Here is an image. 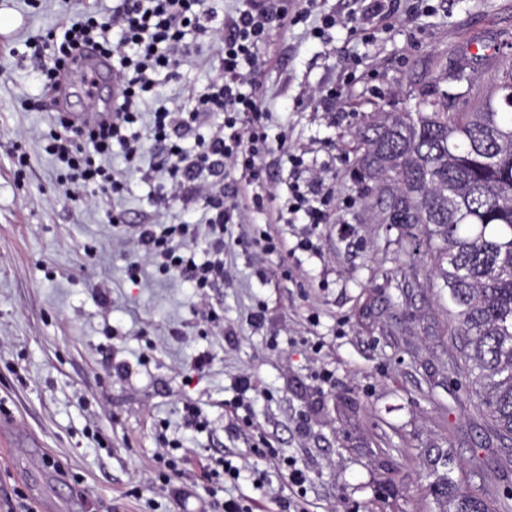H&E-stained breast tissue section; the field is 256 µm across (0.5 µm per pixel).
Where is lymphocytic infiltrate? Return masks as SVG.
Listing matches in <instances>:
<instances>
[{
    "instance_id": "1",
    "label": "lymphocytic infiltrate",
    "mask_w": 512,
    "mask_h": 512,
    "mask_svg": "<svg viewBox=\"0 0 512 512\" xmlns=\"http://www.w3.org/2000/svg\"><path fill=\"white\" fill-rule=\"evenodd\" d=\"M221 13L210 0H112L111 7L90 5L78 18L62 19L49 29L43 45L52 65H40L37 78L51 98L62 92L70 63L81 46L94 43L112 61L118 96L109 111L90 123L76 124L58 113L47 152L64 172L67 195L96 200L115 197L125 189L123 173L111 164L114 149H121L129 170L141 172L154 188L153 204L169 207L187 198L204 200L197 222L162 224L152 211L142 212L137 223L125 213L110 222L129 228L136 248L156 271L175 273L205 300L210 289L228 277L224 267V234L241 223L245 208L262 209L272 189L269 171L287 160L288 196L275 220L280 224H325L339 202L325 169L305 166L285 134L273 133L272 114L258 94V77L269 60L260 56L273 27L291 29L309 24V35L330 38L336 28L369 39L370 19L395 18L426 9L428 0H368L367 18L322 12L318 0H239ZM212 48L217 76L189 95V106L169 107L157 98L160 82L172 81L185 57ZM155 153L141 167L145 141ZM238 173L249 186L247 199L224 186L227 172ZM205 240L204 259L193 248ZM207 321L218 318L216 309H203ZM260 458L274 462L288 482V512H308V476L293 458L278 449H258Z\"/></svg>"
}]
</instances>
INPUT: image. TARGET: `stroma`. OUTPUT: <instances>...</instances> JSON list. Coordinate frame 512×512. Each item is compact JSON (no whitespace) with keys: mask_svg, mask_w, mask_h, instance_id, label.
I'll return each instance as SVG.
<instances>
[{"mask_svg":"<svg viewBox=\"0 0 512 512\" xmlns=\"http://www.w3.org/2000/svg\"><path fill=\"white\" fill-rule=\"evenodd\" d=\"M86 2L0 0L21 18L0 35V502L20 494L34 512H196L203 499L242 497L253 512H279L288 485L252 449L264 436L306 470L309 512H446L429 490L433 468L499 512L512 494V442L467 393L447 291L405 263L404 227L381 223L353 169L355 135L375 110H414L419 88L458 65L487 70L474 47L512 42V0H431V13L399 16L367 43L341 29L324 42L300 26L273 29L260 49L271 59L262 101L350 204L310 227L321 258L256 252L254 228L289 242L298 232L274 221L289 169H272L276 201L228 229L231 280L209 296L217 325L198 316L181 276L157 275L103 210L58 185L43 148L54 106L34 65L44 31ZM345 58L359 59L360 77L322 109L309 94L333 83ZM213 75L194 57L160 92L182 105ZM17 146L28 155L22 171ZM203 353L208 364L187 373ZM241 375L262 390L246 424L226 409ZM190 402L204 429L187 425ZM168 442L187 481L163 479ZM219 458L238 466V481L207 478Z\"/></svg>","mask_w":512,"mask_h":512,"instance_id":"1","label":"stroma"}]
</instances>
